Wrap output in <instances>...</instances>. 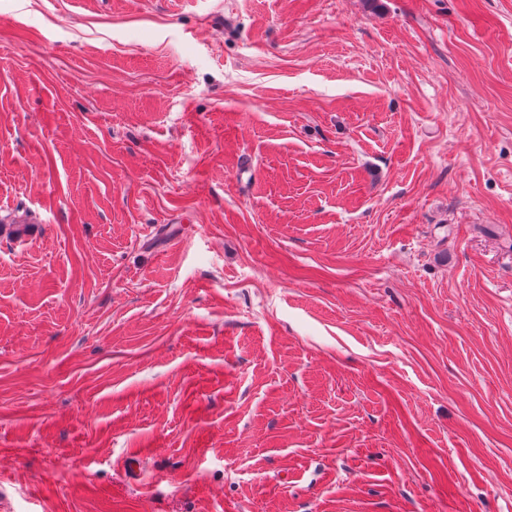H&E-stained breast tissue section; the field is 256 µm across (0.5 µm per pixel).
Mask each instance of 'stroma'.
<instances>
[{"label":"stroma","instance_id":"obj_1","mask_svg":"<svg viewBox=\"0 0 512 512\" xmlns=\"http://www.w3.org/2000/svg\"><path fill=\"white\" fill-rule=\"evenodd\" d=\"M0 512H512V0H0Z\"/></svg>","mask_w":512,"mask_h":512}]
</instances>
